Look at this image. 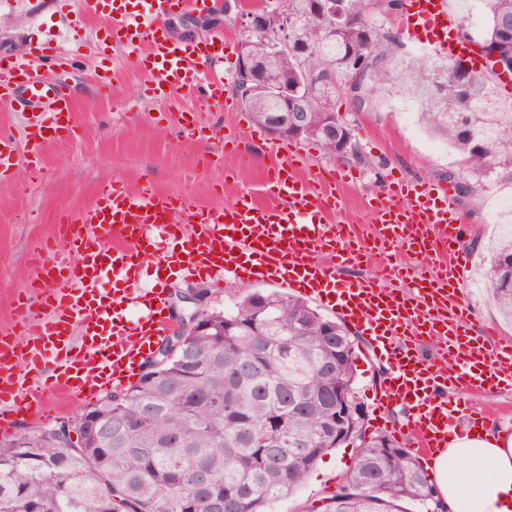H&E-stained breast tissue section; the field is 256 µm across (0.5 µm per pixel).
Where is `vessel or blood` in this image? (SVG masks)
I'll use <instances>...</instances> for the list:
<instances>
[{"label":"vessel or blood","mask_w":512,"mask_h":512,"mask_svg":"<svg viewBox=\"0 0 512 512\" xmlns=\"http://www.w3.org/2000/svg\"><path fill=\"white\" fill-rule=\"evenodd\" d=\"M173 0H125L112 23V37L130 45L146 44L138 60L154 77V94L170 100L183 89L196 92L200 110L226 108L224 81L205 77L203 58L221 60L224 37H171L164 20ZM412 37L428 35L433 47L452 55L456 39L445 0H409ZM0 102L14 111L36 110L28 134V162L39 163L45 144L71 136L76 104L37 59L0 57ZM280 162L264 184V199L243 196L231 205L195 208L173 205L154 190L132 192L114 178L103 183L93 201L70 214L55 242L36 253V283L15 307V323L26 336L24 348L0 338V420L24 414L39 421L55 409L44 389L25 387L16 369L40 370L52 357L55 391L66 401L85 403L108 386H122L140 361L170 329L164 290L140 289V257L155 233L184 223L180 247L161 253L160 269L196 276L219 270L247 282L297 287L309 298L337 309L368 336L373 353L387 368L370 428L390 432L422 461L447 447L454 410L447 391L479 392L512 386V342L486 348L470 333V311L460 301L469 259L458 248L460 219L447 193L414 180L388 181L384 194L369 207L378 225L366 240L356 225L331 221L339 208L335 187L351 175L299 176L301 154L288 142L276 145ZM11 135L0 133V179L18 165ZM430 260L431 271H411L394 261L391 250ZM377 263L378 277L336 282L334 265ZM111 276L109 291L99 283ZM411 280L407 292L393 289ZM141 314H128L127 304ZM430 342L443 363L426 359L420 343ZM407 410L405 423L394 424L390 409Z\"/></svg>","instance_id":"1"}]
</instances>
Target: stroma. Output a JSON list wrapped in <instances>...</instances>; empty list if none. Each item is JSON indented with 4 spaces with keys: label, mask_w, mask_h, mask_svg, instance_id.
Listing matches in <instances>:
<instances>
[{
    "label": "stroma",
    "mask_w": 512,
    "mask_h": 512,
    "mask_svg": "<svg viewBox=\"0 0 512 512\" xmlns=\"http://www.w3.org/2000/svg\"><path fill=\"white\" fill-rule=\"evenodd\" d=\"M90 2L92 11L82 19L73 0H0V55L38 57L55 42L80 45L83 53L81 63L54 69L55 79L76 101L75 135L46 147L40 174L22 164L11 179L0 181V331L11 329L14 301L35 277L32 252L52 242L64 215L92 202L101 182L119 177L132 189L150 187L176 203L226 205L241 192H259L264 174L278 161L275 139L239 103L228 111L197 113L191 95H180L181 109L193 111L200 129L197 137H186L165 105L154 99L151 76L135 63L137 49L113 41L102 0ZM165 25L180 39L219 30L232 49L238 45V25L231 14L190 12L179 5ZM101 69L112 74L107 93L94 80ZM336 110L352 128L357 154L331 157L312 141L300 142L299 148L308 171H353L354 181L338 191L340 219L374 233L367 204L388 175L447 186L456 158L444 141L423 129L417 100L402 92L385 94L374 111L355 112L340 99ZM507 196H512V178L497 171L486 177L479 194L454 199L463 226L459 247L470 258L464 302L471 311V331L478 335L489 327L502 340H512V324L491 302L486 272L500 226L512 217L500 206ZM161 285L169 306L180 311L184 295L200 294L197 308L229 311L250 293L272 290L271 285L243 283L221 272L189 279L177 273ZM351 335L357 345V398L369 414L385 369L359 330ZM457 407L459 417L476 409L489 414L490 425L512 433V387L464 396ZM355 455L350 443L329 451L294 494L274 504L273 512H324Z\"/></svg>",
    "instance_id": "1"
}]
</instances>
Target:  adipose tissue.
<instances>
[{"label":"adipose tissue","mask_w":512,"mask_h":512,"mask_svg":"<svg viewBox=\"0 0 512 512\" xmlns=\"http://www.w3.org/2000/svg\"><path fill=\"white\" fill-rule=\"evenodd\" d=\"M437 512H512V434L455 431L433 461Z\"/></svg>","instance_id":"obj_1"}]
</instances>
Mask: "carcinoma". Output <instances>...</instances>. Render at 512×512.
I'll use <instances>...</instances> for the list:
<instances>
[{"mask_svg": "<svg viewBox=\"0 0 512 512\" xmlns=\"http://www.w3.org/2000/svg\"><path fill=\"white\" fill-rule=\"evenodd\" d=\"M295 29L288 48L271 52L260 33L258 65L300 94L319 122L326 104L347 98L345 72L365 63L369 100L400 87L422 105L420 121L460 156L467 194L497 169L512 168V100L500 96L494 72H470L447 59L399 67L397 37L371 24L370 0H337L343 19L314 12V0H287ZM480 48L494 46L512 22V0H481ZM263 126L280 102L255 94L244 103ZM329 155L352 148L344 135L317 141ZM491 299L512 322V233L498 242L487 272ZM206 335L187 330L177 348L137 381L90 405L121 430L78 427L65 447L55 429L38 431L26 448L0 441V512H269L292 494L329 450L350 442L355 462L325 512H404L427 506L426 472L402 444L366 437L356 411L349 434L336 439V385L356 405L355 340L346 326L300 298L253 293L233 312L205 310Z\"/></svg>", "mask_w": 512, "mask_h": 512, "instance_id": "1", "label": "carcinoma"}]
</instances>
